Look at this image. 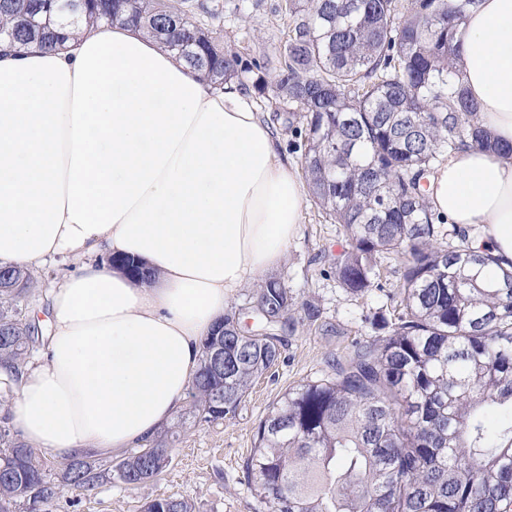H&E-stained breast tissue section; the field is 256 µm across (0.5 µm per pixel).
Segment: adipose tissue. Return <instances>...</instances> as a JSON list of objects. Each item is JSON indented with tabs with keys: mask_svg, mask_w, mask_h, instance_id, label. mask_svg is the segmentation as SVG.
<instances>
[{
	"mask_svg": "<svg viewBox=\"0 0 512 512\" xmlns=\"http://www.w3.org/2000/svg\"><path fill=\"white\" fill-rule=\"evenodd\" d=\"M456 54L479 124L512 145V0H480ZM426 199L441 223L482 228L474 250L512 268V154L450 153ZM304 205L297 168L240 91L139 28L1 51L0 266L80 260L51 290L42 358L0 367L25 441L65 460L148 440L181 408L229 298L283 264Z\"/></svg>",
	"mask_w": 512,
	"mask_h": 512,
	"instance_id": "obj_1",
	"label": "adipose tissue"
}]
</instances>
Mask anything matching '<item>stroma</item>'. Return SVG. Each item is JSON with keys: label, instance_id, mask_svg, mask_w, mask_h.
I'll return each instance as SVG.
<instances>
[{"label": "stroma", "instance_id": "stroma-1", "mask_svg": "<svg viewBox=\"0 0 512 512\" xmlns=\"http://www.w3.org/2000/svg\"><path fill=\"white\" fill-rule=\"evenodd\" d=\"M218 5L219 18L212 25L224 38V47L248 61L274 56L291 19L279 8L281 0H207ZM257 112L279 135L285 154L299 161V145L305 136L302 120H289L277 105L250 93ZM347 247L338 225L326 220L314 202H307L295 238L288 246L284 263L273 272L285 282L296 308L295 329L284 336L281 355L257 378L235 412L212 423L200 421L181 409L172 424L178 431L172 461L156 480L136 487L103 480L90 491L63 490L51 512H143L155 498L187 499L196 512H269L250 485L245 463L254 446L261 419L280 397L307 380L334 375L360 346L379 338L372 327L375 315H395L401 310L399 284L401 261L381 258L382 277L378 289L354 297L336 281V257ZM77 263L60 258L38 271L40 297L28 312L49 330L51 284L75 269ZM314 306L316 317H306L303 304Z\"/></svg>", "mask_w": 512, "mask_h": 512}]
</instances>
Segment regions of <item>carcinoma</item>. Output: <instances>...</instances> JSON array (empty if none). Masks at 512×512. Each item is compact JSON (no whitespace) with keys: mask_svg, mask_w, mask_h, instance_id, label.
I'll return each mask as SVG.
<instances>
[{"mask_svg":"<svg viewBox=\"0 0 512 512\" xmlns=\"http://www.w3.org/2000/svg\"><path fill=\"white\" fill-rule=\"evenodd\" d=\"M46 2L0 0L7 48L66 39L57 23L24 27ZM479 2L447 0L441 11L435 0H412L400 26L399 0H284L292 24L270 80L267 64L224 50L191 0H87L79 14L136 24L213 84L235 82L301 113L302 177L349 244L336 257L345 292L373 290L382 255L403 260V312L371 322L388 334L334 376L289 389L260 421L246 474L271 512H512V270L488 276L497 258L435 223L421 185L444 154L495 147L455 66L457 35ZM451 234L458 245H448ZM37 289L32 271L0 270V366L16 374L39 344L22 314ZM294 305L274 278L256 290L250 327L239 312L224 315V367L203 340L193 413L212 422L237 409L278 359ZM0 409V512H44L59 485L17 437L8 399ZM176 437L169 428L113 468L66 460L61 482L79 492L106 477L146 483L169 466ZM143 512L195 505L154 499Z\"/></svg>","mask_w":512,"mask_h":512,"instance_id":"carcinoma-1","label":"carcinoma"}]
</instances>
